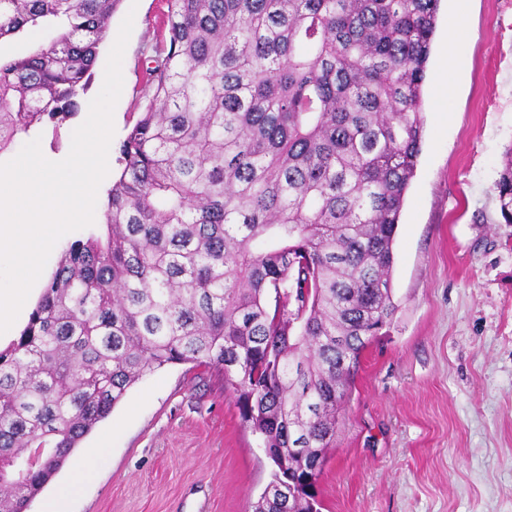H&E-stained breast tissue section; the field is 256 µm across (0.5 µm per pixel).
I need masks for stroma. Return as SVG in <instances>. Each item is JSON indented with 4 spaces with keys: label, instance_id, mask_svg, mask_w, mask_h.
Masks as SVG:
<instances>
[{
    "label": "stroma",
    "instance_id": "stroma-1",
    "mask_svg": "<svg viewBox=\"0 0 512 512\" xmlns=\"http://www.w3.org/2000/svg\"><path fill=\"white\" fill-rule=\"evenodd\" d=\"M441 0L423 87L424 139L394 242L397 311L362 352L315 491L321 512H512V224L495 183L512 151V0ZM166 0H120L134 26L114 110L120 145L147 106L144 64ZM111 433L70 512H252L271 464L224 372L170 364L135 383L73 453Z\"/></svg>",
    "mask_w": 512,
    "mask_h": 512
}]
</instances>
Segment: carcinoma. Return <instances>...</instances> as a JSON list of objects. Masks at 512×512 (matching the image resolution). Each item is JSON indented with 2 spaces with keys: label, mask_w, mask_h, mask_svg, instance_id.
I'll return each mask as SVG.
<instances>
[{
  "label": "carcinoma",
  "mask_w": 512,
  "mask_h": 512,
  "mask_svg": "<svg viewBox=\"0 0 512 512\" xmlns=\"http://www.w3.org/2000/svg\"><path fill=\"white\" fill-rule=\"evenodd\" d=\"M104 224L0 351V512L144 376L224 370L273 464L254 512H319L353 367L397 310L393 245L440 0H166ZM119 0H0V152L82 110ZM512 224V151L496 182ZM45 452L33 465L32 453Z\"/></svg>",
  "instance_id": "obj_1"
}]
</instances>
